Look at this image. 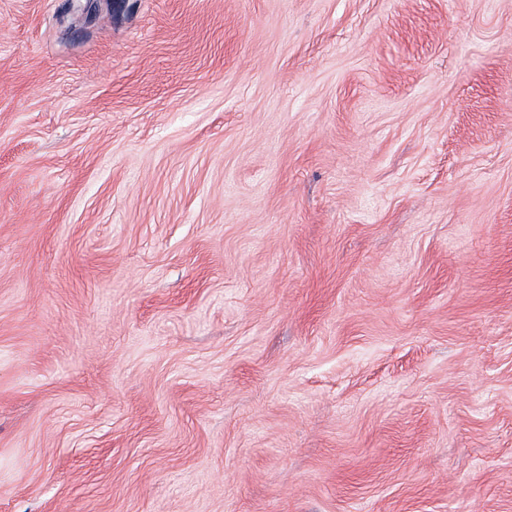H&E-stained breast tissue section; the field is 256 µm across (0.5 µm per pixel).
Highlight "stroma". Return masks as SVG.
Listing matches in <instances>:
<instances>
[{
  "label": "stroma",
  "instance_id": "stroma-1",
  "mask_svg": "<svg viewBox=\"0 0 512 512\" xmlns=\"http://www.w3.org/2000/svg\"><path fill=\"white\" fill-rule=\"evenodd\" d=\"M0 512H512V0H0Z\"/></svg>",
  "mask_w": 512,
  "mask_h": 512
}]
</instances>
